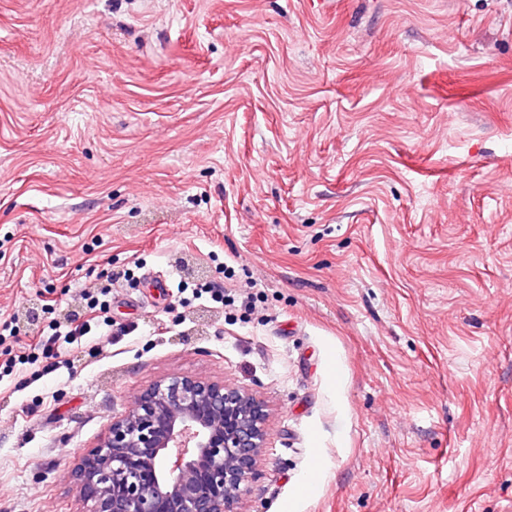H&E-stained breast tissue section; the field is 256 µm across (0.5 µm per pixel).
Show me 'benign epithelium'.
I'll list each match as a JSON object with an SVG mask.
<instances>
[{
	"label": "benign epithelium",
	"instance_id": "obj_1",
	"mask_svg": "<svg viewBox=\"0 0 512 512\" xmlns=\"http://www.w3.org/2000/svg\"><path fill=\"white\" fill-rule=\"evenodd\" d=\"M268 419L265 402L239 386L157 381L72 469L85 512H239Z\"/></svg>",
	"mask_w": 512,
	"mask_h": 512
}]
</instances>
